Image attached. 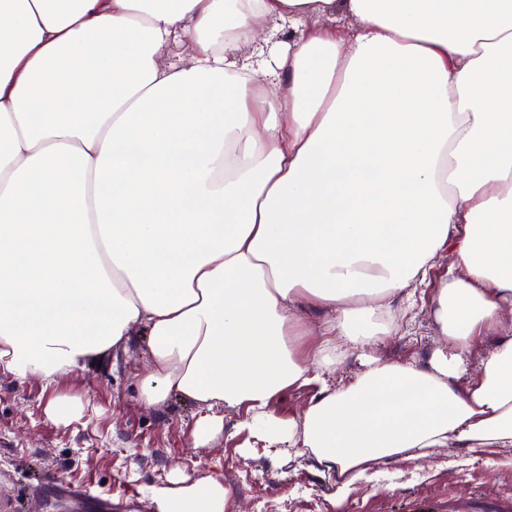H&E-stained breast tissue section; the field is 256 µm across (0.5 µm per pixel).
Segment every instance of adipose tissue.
<instances>
[{
	"label": "adipose tissue",
	"instance_id": "adipose-tissue-1",
	"mask_svg": "<svg viewBox=\"0 0 512 512\" xmlns=\"http://www.w3.org/2000/svg\"><path fill=\"white\" fill-rule=\"evenodd\" d=\"M447 246V349L375 355ZM511 308L512 0H0V373L53 381L148 334L145 407L188 397L197 448L243 409L342 499L384 459L512 448ZM229 497L152 490L157 512ZM310 396L307 388L287 389L273 398L271 407L284 420L298 419L309 404Z\"/></svg>",
	"mask_w": 512,
	"mask_h": 512
}]
</instances>
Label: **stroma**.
Wrapping results in <instances>:
<instances>
[{"mask_svg": "<svg viewBox=\"0 0 512 512\" xmlns=\"http://www.w3.org/2000/svg\"><path fill=\"white\" fill-rule=\"evenodd\" d=\"M437 286L420 288L414 323L386 339L383 356L423 366L446 346L430 312ZM146 347V337H136L118 361H89L50 385L0 374V512H62L47 487L52 477L86 489L83 512L131 500L139 512H157L151 489L176 471L223 474L231 489L226 512H250L256 488L263 512H290L297 502L302 512H512V450L436 448L424 459H386L335 505V479L317 476L309 456L248 446L237 428L244 411H225L223 431L193 448L190 402L148 408L139 401ZM58 395L91 400L95 409L57 428L45 408Z\"/></svg>", "mask_w": 512, "mask_h": 512, "instance_id": "stroma-1", "label": "stroma"}]
</instances>
